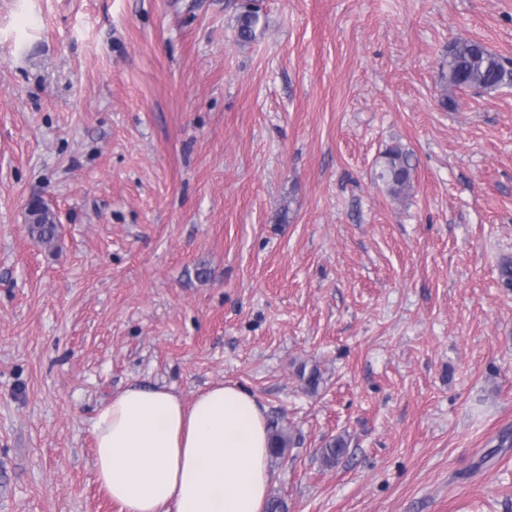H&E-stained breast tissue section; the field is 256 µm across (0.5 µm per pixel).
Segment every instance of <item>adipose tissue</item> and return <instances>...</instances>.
<instances>
[{
    "instance_id": "ef3b65f1",
    "label": "adipose tissue",
    "mask_w": 512,
    "mask_h": 512,
    "mask_svg": "<svg viewBox=\"0 0 512 512\" xmlns=\"http://www.w3.org/2000/svg\"><path fill=\"white\" fill-rule=\"evenodd\" d=\"M96 483L121 512H264L269 433L258 402L224 382L185 403L133 383L97 409Z\"/></svg>"
}]
</instances>
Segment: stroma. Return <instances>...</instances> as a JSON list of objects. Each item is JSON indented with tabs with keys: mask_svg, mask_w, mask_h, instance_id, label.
I'll return each instance as SVG.
<instances>
[{
	"mask_svg": "<svg viewBox=\"0 0 512 512\" xmlns=\"http://www.w3.org/2000/svg\"><path fill=\"white\" fill-rule=\"evenodd\" d=\"M459 38L512 59V0H0V512H120L92 420L133 381L282 419L288 512H512V87L441 106ZM237 20L238 38L243 42H251L256 39V30L260 24L259 10L253 5H247ZM377 180L393 199L406 197L413 187L415 164L412 154L399 146H392L381 156ZM28 232L37 242L51 246L57 236L54 213L43 203L36 204L28 214Z\"/></svg>",
	"mask_w": 512,
	"mask_h": 512,
	"instance_id": "35a3bbf8",
	"label": "stroma"
}]
</instances>
